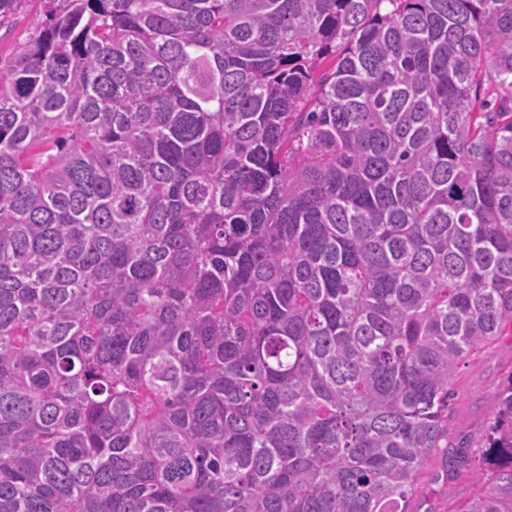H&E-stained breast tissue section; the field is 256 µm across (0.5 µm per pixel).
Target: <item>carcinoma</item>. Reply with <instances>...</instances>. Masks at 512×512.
I'll list each match as a JSON object with an SVG mask.
<instances>
[{
	"instance_id": "cac0c4a2",
	"label": "carcinoma",
	"mask_w": 512,
	"mask_h": 512,
	"mask_svg": "<svg viewBox=\"0 0 512 512\" xmlns=\"http://www.w3.org/2000/svg\"><path fill=\"white\" fill-rule=\"evenodd\" d=\"M504 92L488 99L491 87ZM512 0H48L0 67V512H512ZM510 371L512 336L508 332L477 359L461 366L448 409L449 437L454 444H475L483 436ZM419 493L414 498L412 512H455L464 508L475 491L467 475L456 477L443 467L440 456L431 458L419 478Z\"/></svg>"
}]
</instances>
